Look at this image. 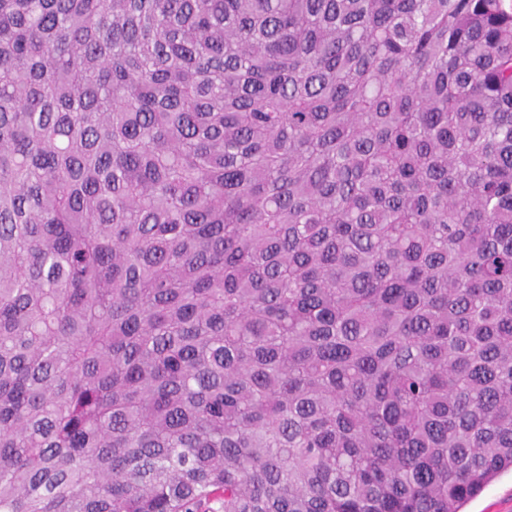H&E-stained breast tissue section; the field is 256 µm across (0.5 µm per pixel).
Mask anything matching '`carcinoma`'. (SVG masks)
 <instances>
[{
  "mask_svg": "<svg viewBox=\"0 0 512 512\" xmlns=\"http://www.w3.org/2000/svg\"><path fill=\"white\" fill-rule=\"evenodd\" d=\"M506 470L512 0H0V512Z\"/></svg>",
  "mask_w": 512,
  "mask_h": 512,
  "instance_id": "obj_1",
  "label": "carcinoma"
}]
</instances>
